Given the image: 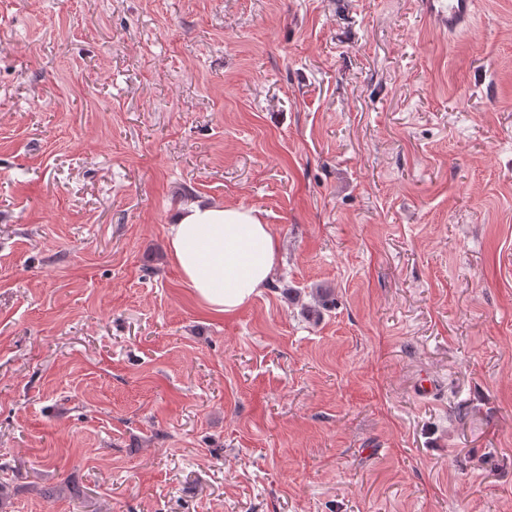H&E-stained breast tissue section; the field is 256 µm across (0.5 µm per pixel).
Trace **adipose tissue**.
<instances>
[{"label":"adipose tissue","instance_id":"obj_1","mask_svg":"<svg viewBox=\"0 0 512 512\" xmlns=\"http://www.w3.org/2000/svg\"><path fill=\"white\" fill-rule=\"evenodd\" d=\"M166 238L171 263L212 313L237 312L273 278L278 242L258 210L191 202L168 222Z\"/></svg>","mask_w":512,"mask_h":512}]
</instances>
